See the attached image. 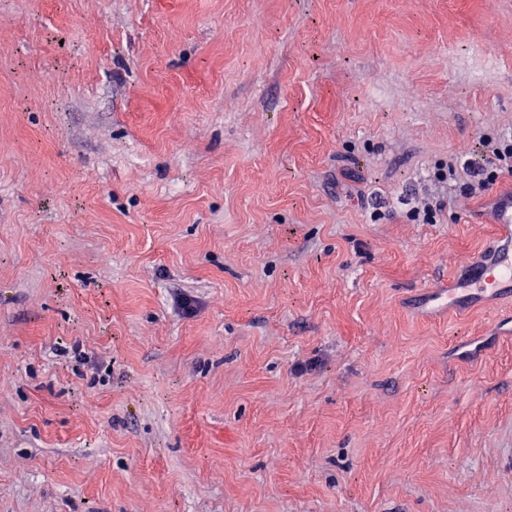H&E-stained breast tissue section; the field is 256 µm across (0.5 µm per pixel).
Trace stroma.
Segmentation results:
<instances>
[{"mask_svg": "<svg viewBox=\"0 0 512 512\" xmlns=\"http://www.w3.org/2000/svg\"><path fill=\"white\" fill-rule=\"evenodd\" d=\"M510 131L512 0H0V512H512ZM460 167L466 177L460 190L467 194H476L493 185L500 174L512 173V134L501 138L500 142H480L472 155L466 158ZM444 207L445 203L441 200L424 201L412 206L407 212V217L419 224H435ZM499 226L502 244L494 256L472 270L461 286L432 288L426 293L428 302L463 311L477 303L506 299V317L512 323V203L501 211Z\"/></svg>", "mask_w": 512, "mask_h": 512, "instance_id": "35a3bbf8", "label": "stroma"}]
</instances>
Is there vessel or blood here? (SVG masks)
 <instances>
[{"label":"vessel or blood","mask_w":512,"mask_h":512,"mask_svg":"<svg viewBox=\"0 0 512 512\" xmlns=\"http://www.w3.org/2000/svg\"><path fill=\"white\" fill-rule=\"evenodd\" d=\"M499 225L501 245L494 256L472 270L462 285L428 291L430 303L463 311L481 302L503 299L508 303L506 317L512 320V203L501 211Z\"/></svg>","instance_id":"vessel-or-blood-1"}]
</instances>
